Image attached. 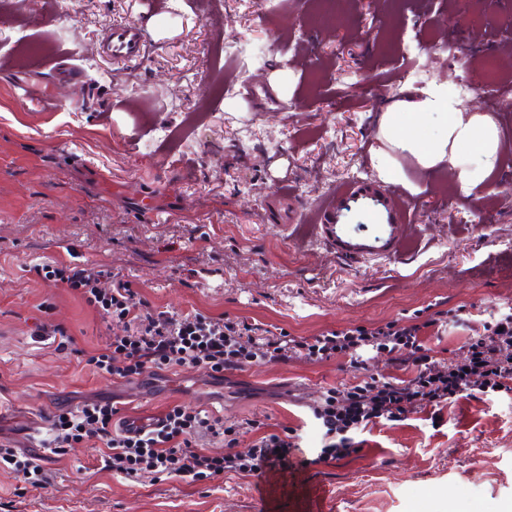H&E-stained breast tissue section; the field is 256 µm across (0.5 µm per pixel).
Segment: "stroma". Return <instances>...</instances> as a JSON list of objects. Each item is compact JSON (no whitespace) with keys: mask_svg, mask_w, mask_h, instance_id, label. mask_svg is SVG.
Instances as JSON below:
<instances>
[{"mask_svg":"<svg viewBox=\"0 0 512 512\" xmlns=\"http://www.w3.org/2000/svg\"><path fill=\"white\" fill-rule=\"evenodd\" d=\"M0 0V444L31 449L56 412L107 398L147 418L223 395L226 423L321 434L301 408L359 380L349 355L256 362L225 373H163L151 398L34 336L60 325L93 350L122 334L26 266L103 263L151 305L197 309L293 336L383 324L431 305L479 314L512 307V93L471 89L476 64L512 47V0H347L320 25L318 0ZM147 34L144 59L115 61L113 25ZM236 37L240 50L214 55ZM71 58L81 78L52 63ZM237 78L222 95L219 68ZM436 81L466 111H493L507 149L482 207L443 191L453 176L401 159L414 244L340 254L305 211L342 184L374 181L378 117L405 87ZM268 88L274 105L251 101ZM42 101L21 105V88ZM79 443L35 488L0 469V512H267L252 478L197 484L101 471ZM325 512H499L512 503V396H487L374 426L358 457L300 473Z\"/></svg>","mask_w":512,"mask_h":512,"instance_id":"1","label":"stroma"}]
</instances>
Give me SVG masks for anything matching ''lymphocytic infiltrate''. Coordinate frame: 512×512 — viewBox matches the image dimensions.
I'll list each match as a JSON object with an SVG mask.
<instances>
[{
	"mask_svg": "<svg viewBox=\"0 0 512 512\" xmlns=\"http://www.w3.org/2000/svg\"><path fill=\"white\" fill-rule=\"evenodd\" d=\"M38 280L80 299L95 316L124 321L125 333L107 336L87 361L98 373L126 380L173 367L207 370L220 379L225 372L255 362L277 363L291 358L322 362L350 355L364 369L361 380L333 386L309 413L322 432V447L300 456V436L256 435L247 454L235 446L240 424L196 407L176 405L145 431L115 429L119 413L112 402L93 400L51 417L43 443L48 453L61 454L72 445L91 441L101 447L103 469L128 478L178 476L192 483L220 475L260 476L281 459L301 457L303 467L358 456L369 426L400 422L410 414L489 393H512V307L469 318L472 336L462 360L431 356L424 342L447 321H459L456 310L413 315L378 326L328 330L316 336H290L261 324L213 316L197 310L180 314L150 306L132 281L119 278L103 264L54 260L27 269ZM386 354L391 366L407 370L408 378L368 372L371 352ZM218 441L225 450L201 448V440Z\"/></svg>",
	"mask_w": 512,
	"mask_h": 512,
	"instance_id": "f902f5d3",
	"label": "lymphocytic infiltrate"
}]
</instances>
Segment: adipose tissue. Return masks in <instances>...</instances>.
<instances>
[{"label": "adipose tissue", "mask_w": 512, "mask_h": 512, "mask_svg": "<svg viewBox=\"0 0 512 512\" xmlns=\"http://www.w3.org/2000/svg\"><path fill=\"white\" fill-rule=\"evenodd\" d=\"M377 150L372 166L378 177L398 182V157L412 158L423 172L433 175L452 168L458 191L476 197L489 186L505 149L499 126L488 112H466L457 94L442 83L407 88L381 112Z\"/></svg>", "instance_id": "ef3b65f1"}]
</instances>
